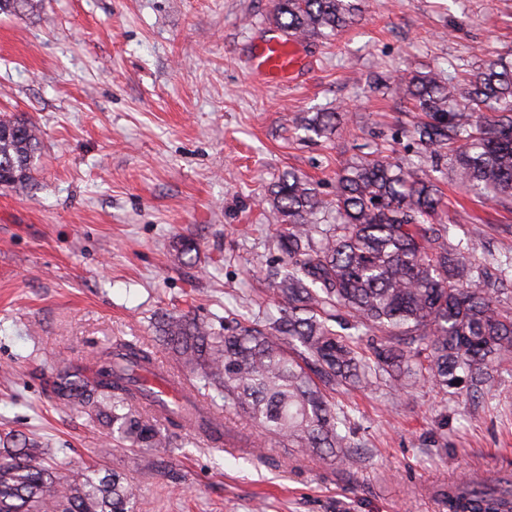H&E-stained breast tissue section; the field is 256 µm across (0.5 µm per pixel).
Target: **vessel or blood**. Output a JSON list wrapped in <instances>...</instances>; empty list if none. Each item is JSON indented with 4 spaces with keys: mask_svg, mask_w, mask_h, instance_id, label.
I'll return each mask as SVG.
<instances>
[{
    "mask_svg": "<svg viewBox=\"0 0 512 512\" xmlns=\"http://www.w3.org/2000/svg\"><path fill=\"white\" fill-rule=\"evenodd\" d=\"M304 60L302 48L279 32L259 42L248 64L262 83L281 84L296 77Z\"/></svg>",
    "mask_w": 512,
    "mask_h": 512,
    "instance_id": "b4317fda",
    "label": "vessel or blood"
}]
</instances>
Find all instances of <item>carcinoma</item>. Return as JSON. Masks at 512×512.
<instances>
[{"label":"carcinoma","instance_id":"1","mask_svg":"<svg viewBox=\"0 0 512 512\" xmlns=\"http://www.w3.org/2000/svg\"><path fill=\"white\" fill-rule=\"evenodd\" d=\"M42 0H0V12L37 11ZM364 0H276L273 23L293 39L328 37L357 21ZM398 92L426 120L410 137L421 146L414 170L384 156L347 164L333 198L294 171L268 189L280 268L273 273L277 314L240 315L220 327L187 314H165L157 340L196 375L211 408L223 402L267 438L304 455L349 462L350 442L332 394L385 382L400 390L414 380L432 388H465L471 399L498 390L493 372L512 365V307L487 288V271L471 262L473 244L448 243L438 222L442 204L432 176L444 153L466 189L512 202V53L481 63L466 87L428 71ZM317 137L336 131V113L302 120ZM42 140L31 121L0 118V188L25 190ZM335 212L334 223L322 215ZM348 325L353 334L335 326ZM156 365L152 348L115 340L92 375L57 374L50 388L69 408L89 412L114 439L170 453L167 427L192 422L227 447L224 422L191 406L159 418L137 407L156 402L132 371ZM41 443L22 439L0 448V512H135L136 486L123 474L88 467L66 480ZM512 490L481 483L442 493L448 512H501Z\"/></svg>","mask_w":512,"mask_h":512}]
</instances>
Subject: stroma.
Here are the masks:
<instances>
[{"instance_id": "obj_1", "label": "stroma", "mask_w": 512, "mask_h": 512, "mask_svg": "<svg viewBox=\"0 0 512 512\" xmlns=\"http://www.w3.org/2000/svg\"><path fill=\"white\" fill-rule=\"evenodd\" d=\"M272 0H42L0 14V113L42 132L28 190H0V434L42 442L61 475L86 467L132 479L141 512H444L461 478L512 489V379L493 396L417 383L396 392L337 388L354 462L299 457L227 413V449L174 431L159 463L48 394L56 375L93 368L116 338L153 346L157 315L213 323L273 308L264 274L278 256L264 198L292 170L331 198L349 162L383 150L416 162L415 120L392 89L417 72L458 80L512 51V0H366L362 19L306 42L310 67L285 84L254 82L248 56ZM335 112V135L308 138L304 116ZM449 242L500 281L512 259V204L436 174ZM194 261L178 259L177 238ZM262 439L251 455L242 447Z\"/></svg>"}]
</instances>
